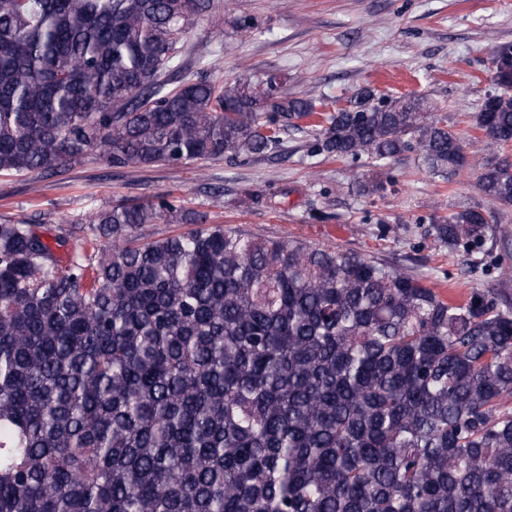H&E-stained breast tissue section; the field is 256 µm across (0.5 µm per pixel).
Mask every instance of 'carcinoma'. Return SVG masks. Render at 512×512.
Instances as JSON below:
<instances>
[{
	"label": "carcinoma",
	"mask_w": 512,
	"mask_h": 512,
	"mask_svg": "<svg viewBox=\"0 0 512 512\" xmlns=\"http://www.w3.org/2000/svg\"><path fill=\"white\" fill-rule=\"evenodd\" d=\"M211 0H0V177L97 155L119 168L275 149L464 145L425 97L367 88L334 112L281 79L169 88ZM475 129L512 143V44ZM512 207V159L479 167ZM197 228L141 242L158 221ZM493 216L431 219L452 248ZM512 299L445 298L415 276L299 239L207 223L164 196L71 223L50 244L0 222V512H512Z\"/></svg>",
	"instance_id": "1"
}]
</instances>
